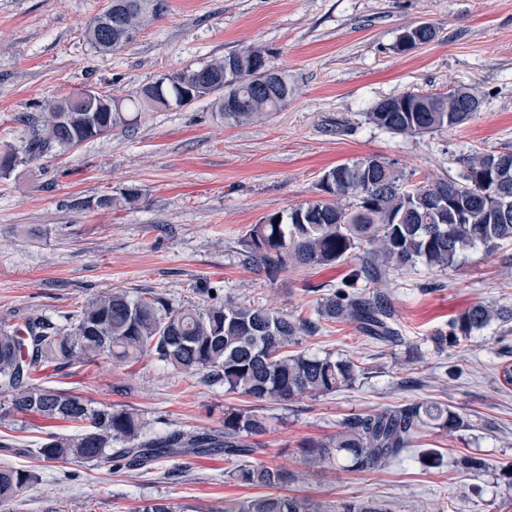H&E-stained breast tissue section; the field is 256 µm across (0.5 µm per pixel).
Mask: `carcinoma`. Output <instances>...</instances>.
Returning <instances> with one entry per match:
<instances>
[{"label": "carcinoma", "mask_w": 512, "mask_h": 512, "mask_svg": "<svg viewBox=\"0 0 512 512\" xmlns=\"http://www.w3.org/2000/svg\"><path fill=\"white\" fill-rule=\"evenodd\" d=\"M93 18L88 42L98 52L125 43L104 33ZM268 52L245 46L197 67L177 73L179 83L204 87L215 97L224 120L235 124L278 112L292 95L288 78L278 87L259 82L255 67ZM236 59L242 74L233 86L224 83V62ZM150 91L149 99L140 90ZM125 99L105 97L120 112H99L96 123L83 112L71 113L70 125L59 122L56 109L64 100L45 104L31 118L32 135L23 152L41 155L54 147L69 149L128 123L130 112L184 106L180 89L170 83H148ZM482 104L480 94L460 87L446 92L405 93L391 97L388 107L376 102L366 112L374 126L393 135L416 136L467 124ZM313 200L266 216L251 225L244 241L247 263L277 276L295 265L332 267L357 255L355 266L336 291L322 298L318 320H302L264 305L232 298L204 306L174 307L161 294L135 298L112 292L92 298L58 327L44 318L0 329V395L4 413L39 415L48 420L83 422L72 435L48 434L37 448L47 461L72 460L121 469H143L163 458L208 455L224 451L239 464L228 477L272 493L224 501L222 512H321L313 500L284 494L292 475L278 466L253 462L254 436L269 428L261 403H288L352 386L362 368L348 359L290 352L297 336L314 333L321 321L346 320L383 344L399 340L388 295L359 288L364 279L379 284L392 269L418 263L440 270L456 267L465 253L482 245L492 252L512 243V151H475L463 159L460 180L412 179L380 156H365L326 170ZM512 322V308L477 303L434 336L440 348L470 337L492 321ZM150 355L185 374L202 373L224 384V391L246 396L254 406L224 410V429L213 432H152L130 409L93 407L67 391L37 386L32 374L50 365L56 370L99 359L119 362ZM464 426L449 406L421 401L375 414L346 419L336 436L309 441L302 455L312 465L345 464L351 471L375 469L399 458L426 428L448 431ZM37 476L30 470L0 466V505L11 502ZM341 512H391L378 502L350 503Z\"/></svg>", "instance_id": "cac0c4a2"}]
</instances>
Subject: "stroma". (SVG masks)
<instances>
[{
    "label": "stroma",
    "mask_w": 512,
    "mask_h": 512,
    "mask_svg": "<svg viewBox=\"0 0 512 512\" xmlns=\"http://www.w3.org/2000/svg\"><path fill=\"white\" fill-rule=\"evenodd\" d=\"M106 0H0V151L24 147L27 114L88 87L124 97L159 76L247 45L264 47L294 93L270 117L225 122L213 98L134 113L130 124L78 147L54 149L0 175V327L35 317L64 324L90 298L153 291L176 307L231 295L283 313L313 317L346 264L293 267L278 278L243 261V241L263 217L314 199L322 174L379 155L424 177L451 179L470 151H512V0H169L137 39L99 53L89 22ZM429 24L434 39L402 52V33ZM477 88L480 112L463 127L394 136L368 123L376 101L406 92ZM139 200L112 209L79 201ZM389 296L399 342L384 345L346 321L323 322L298 350L349 359L367 376L351 388L290 403H265L270 430L259 460L288 470L289 493L336 512L342 503L384 501L392 512H512L502 473L512 467V386L498 367L512 332L492 323L437 352L432 338L471 305L512 308V244L471 250L458 269L424 265L391 272ZM37 384L81 394L93 405L134 408L149 428L187 433L224 427L225 409L247 398L225 393L151 357L46 368ZM459 413L463 428L428 431L386 467L354 472L310 468L302 443L335 436L343 419L418 401ZM75 424L36 416L0 418V465L38 480L0 512H138L154 499L176 512H218L225 501L259 495L232 480L223 452L161 460L154 469L112 470L47 463L36 453L50 433ZM437 450L439 467L425 451ZM481 458L470 471L464 458Z\"/></svg>",
    "instance_id": "stroma-1"
}]
</instances>
